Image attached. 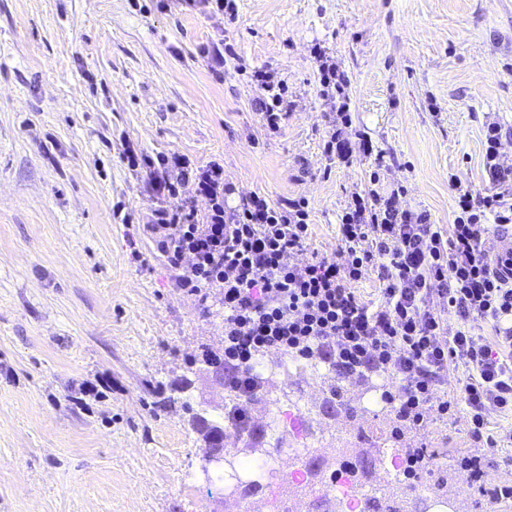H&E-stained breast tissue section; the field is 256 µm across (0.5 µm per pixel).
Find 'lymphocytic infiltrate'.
Returning a JSON list of instances; mask_svg holds the SVG:
<instances>
[{
  "instance_id": "lymphocytic-infiltrate-1",
  "label": "lymphocytic infiltrate",
  "mask_w": 512,
  "mask_h": 512,
  "mask_svg": "<svg viewBox=\"0 0 512 512\" xmlns=\"http://www.w3.org/2000/svg\"><path fill=\"white\" fill-rule=\"evenodd\" d=\"M313 54L320 94L334 101L339 120L324 151L346 159L355 145L350 80L324 48L314 46ZM251 80L264 93L262 125L280 130L292 110L287 83L268 66L253 69ZM502 138L499 126L488 125L490 186L458 190L453 224L404 206L399 188L352 193L337 229L340 261L310 251L307 199L235 198L223 165H200L176 152L153 157L129 146L121 159L129 169L150 171L159 204L147 229L176 288L202 303L221 297L226 391L255 398L271 351L320 361L341 378L386 376L388 402L404 426L421 428L431 416L465 409L478 449L468 479L478 484L482 449L512 443V430L488 428L494 415L512 411V254L485 248L493 228L512 229V161L500 153ZM372 272L379 296L369 300L356 284ZM478 320L491 324L492 337L472 332ZM452 370L462 374L453 390Z\"/></svg>"
}]
</instances>
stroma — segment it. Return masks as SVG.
<instances>
[{
  "label": "stroma",
  "instance_id": "35a3bbf8",
  "mask_svg": "<svg viewBox=\"0 0 512 512\" xmlns=\"http://www.w3.org/2000/svg\"><path fill=\"white\" fill-rule=\"evenodd\" d=\"M235 16L184 0H0V512H223L220 483L199 467L201 441L174 402L226 395L200 370L224 346V310L174 286L143 226L157 205L144 171L121 160L126 143L224 166L238 193L308 200L312 250L338 251L336 228L355 192L402 184L409 207L454 219L457 189L485 191L483 133L498 122L512 157V0H236ZM233 44L223 79L201 53ZM350 79L354 127L375 158L324 151L332 122L319 93L314 45ZM288 83L293 110L277 132L258 116L253 68ZM287 357L264 359L274 419L267 453L295 456L291 424L320 435L343 425L383 436L362 411L368 381L344 386L332 415L320 406L327 367L292 378ZM446 455L413 471L447 478L462 512H512V498L478 504L460 468L474 451L463 415L403 428L401 445ZM355 451L325 452L307 485L265 486L278 507L332 512L328 475L359 468Z\"/></svg>",
  "mask_w": 512,
  "mask_h": 512
}]
</instances>
